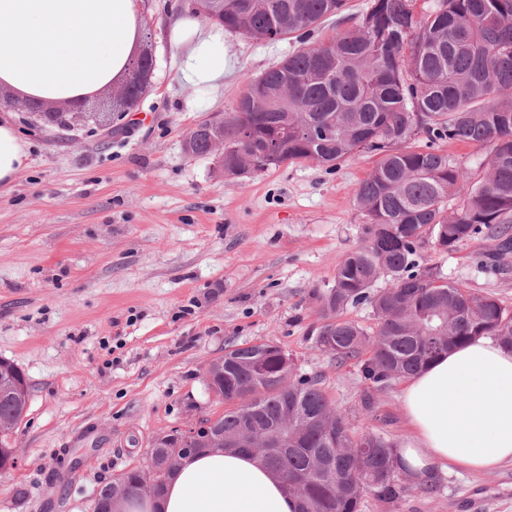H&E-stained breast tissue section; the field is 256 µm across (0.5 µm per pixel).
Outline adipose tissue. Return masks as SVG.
<instances>
[{
	"label": "adipose tissue",
	"instance_id": "1",
	"mask_svg": "<svg viewBox=\"0 0 512 512\" xmlns=\"http://www.w3.org/2000/svg\"><path fill=\"white\" fill-rule=\"evenodd\" d=\"M169 40L185 82L218 85L229 69L221 30L202 32L190 8L170 14ZM144 36L138 0H0V90L64 104L124 79ZM29 163L26 143L0 122V185ZM402 404L411 427L397 454L407 478L489 473L512 465V350L480 336L411 376ZM298 501L258 458L217 451L189 455L163 495L130 512H297Z\"/></svg>",
	"mask_w": 512,
	"mask_h": 512
}]
</instances>
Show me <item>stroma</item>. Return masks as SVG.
Instances as JSON below:
<instances>
[{"label":"stroma","instance_id":"1","mask_svg":"<svg viewBox=\"0 0 512 512\" xmlns=\"http://www.w3.org/2000/svg\"><path fill=\"white\" fill-rule=\"evenodd\" d=\"M177 2L142 0L155 67L128 112H113L108 89L90 106L107 120L67 130L9 110L30 165L0 186V359L24 372L29 403L12 438L17 466L0 473V512H92L98 489L142 464L159 433L223 413L204 373L232 344L274 342L355 427L393 443L409 432L403 382L378 392L366 419L358 365L316 346V297L365 243L356 191L377 156L238 177L220 175L216 156H188L187 133L232 112L244 75L297 42L225 33L231 68L201 89L182 80L168 40ZM492 248L479 237L426 258L512 310V256L504 273L478 264ZM361 512H512V466L440 473L395 503L369 494Z\"/></svg>","mask_w":512,"mask_h":512}]
</instances>
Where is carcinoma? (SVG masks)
I'll list each match as a JSON object with an SVG mask.
<instances>
[{
  "mask_svg": "<svg viewBox=\"0 0 512 512\" xmlns=\"http://www.w3.org/2000/svg\"><path fill=\"white\" fill-rule=\"evenodd\" d=\"M416 0H372L354 26L320 46L299 47L248 76L224 120V170L248 159L253 169L312 161L333 171L348 156L377 152L356 202L366 241L339 264L319 295L316 344L337 362L360 364L375 393L425 369L477 336L512 348V313L492 295L445 281L425 252L453 250L477 236L512 253V0H438L429 13ZM344 0H214L203 17L227 32L277 41L309 32L344 10ZM424 137V149L415 141ZM193 153H210V132L193 133ZM487 147L485 176L471 183L440 141ZM457 203L448 210V200ZM385 274L391 287L373 290ZM368 305L375 328L342 318ZM286 354L271 341L230 345L214 366L224 414L214 425L224 449L247 453L250 436L288 431V447L262 454L298 499V512H360L367 494L393 503L395 446L366 425L354 428L315 377L283 383ZM24 393L0 384V418L19 424Z\"/></svg>",
  "mask_w": 512,
  "mask_h": 512,
  "instance_id": "carcinoma-1",
  "label": "carcinoma"
}]
</instances>
